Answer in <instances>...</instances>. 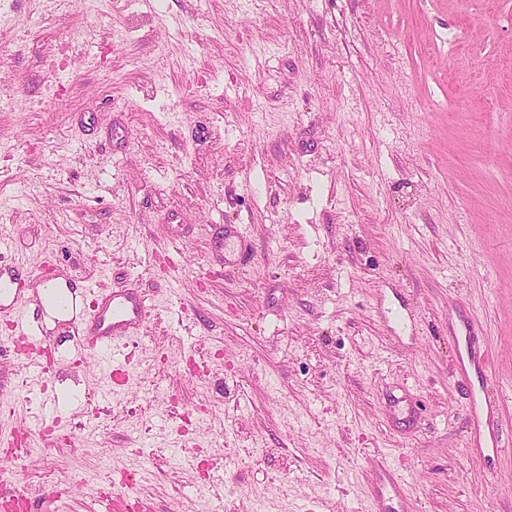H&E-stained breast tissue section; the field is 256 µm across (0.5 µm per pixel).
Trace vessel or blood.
<instances>
[{"instance_id": "obj_1", "label": "vessel or blood", "mask_w": 512, "mask_h": 512, "mask_svg": "<svg viewBox=\"0 0 512 512\" xmlns=\"http://www.w3.org/2000/svg\"><path fill=\"white\" fill-rule=\"evenodd\" d=\"M47 275L44 268L35 271L18 263H1L0 310L22 311L26 306L24 283ZM149 315L150 306L136 289L121 285L95 291L86 316V349L99 355L104 363L108 375L105 396H112L126 386L129 380L125 354L127 342L139 335ZM39 344L35 323L28 319L15 321L10 336L0 339V347L13 352L30 350ZM472 368L490 374L488 351H468L466 359L459 362V376H466ZM497 400L496 392L486 387L468 407L473 453L480 454L488 448L497 454L506 448L502 436L485 433L487 422L497 408ZM373 501L374 512H409L410 509L406 483L385 455L380 458L379 481L373 488ZM0 512H33V507L25 493L0 480Z\"/></svg>"}]
</instances>
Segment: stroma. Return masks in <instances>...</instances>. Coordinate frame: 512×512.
<instances>
[{
	"instance_id": "obj_1",
	"label": "stroma",
	"mask_w": 512,
	"mask_h": 512,
	"mask_svg": "<svg viewBox=\"0 0 512 512\" xmlns=\"http://www.w3.org/2000/svg\"><path fill=\"white\" fill-rule=\"evenodd\" d=\"M5 262L132 284L130 380L39 325L57 424L13 483L94 512H371L381 454L416 512H512V450L466 442L473 318L512 435V0H6ZM233 225L250 253L224 265ZM0 356V431L44 399Z\"/></svg>"
}]
</instances>
